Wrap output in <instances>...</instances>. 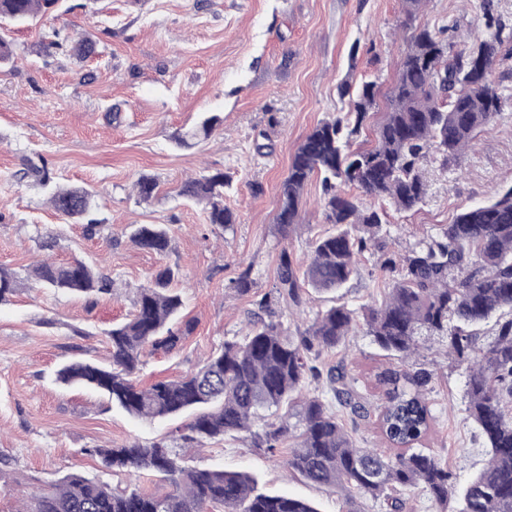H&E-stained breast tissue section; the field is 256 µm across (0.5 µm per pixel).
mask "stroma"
Segmentation results:
<instances>
[{
  "instance_id": "obj_1",
  "label": "stroma",
  "mask_w": 512,
  "mask_h": 512,
  "mask_svg": "<svg viewBox=\"0 0 512 512\" xmlns=\"http://www.w3.org/2000/svg\"><path fill=\"white\" fill-rule=\"evenodd\" d=\"M512 30V0H427L418 24L447 26L454 47L476 34L484 13ZM401 0H59L52 17L10 28L14 63L0 67V267L20 288L0 305V512H21L29 485H48L69 471L100 473L92 448L184 433L190 415L146 421L109 406L95 392L54 381L73 358L108 360L105 333L125 321L139 287L162 265L178 267L174 286L192 333L171 352L145 354L141 386L197 370L225 341L239 339L274 292L281 252L306 265L314 238L329 231L320 178L304 194L302 226L283 235L276 221L279 183L299 143L321 120L348 112L338 86L377 81L388 89L407 48ZM56 26L96 44L85 60L46 49L42 31ZM206 112L221 123L205 143L179 148L173 136ZM47 171V181L29 174ZM216 170L231 177L224 203L236 224L216 230L202 205L178 194L188 179ZM427 198L417 209L390 211L386 250L403 253L437 235L460 210L512 187V105L479 132L458 157L425 165ZM158 183L139 200L136 181ZM93 193L95 231L57 214L51 187ZM138 224H160L172 239L161 256L137 247ZM81 259L112 278L110 298L32 286L27 275L43 258ZM377 250L365 252L345 288L309 291L296 309L273 304L288 333L319 312L345 305L355 312L381 303L392 273ZM250 270V294L231 283ZM321 369L342 367L369 404L381 403L377 373L424 368L434 416L424 442L466 486L486 461L485 444L466 411L468 369L436 340L408 363L384 355L357 323L345 345L323 353ZM287 449L268 454L247 434L191 450L193 464L254 476L258 486L312 503L318 512H384L382 504L290 474Z\"/></svg>"
}]
</instances>
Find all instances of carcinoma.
I'll list each match as a JSON object with an SVG mask.
<instances>
[{"mask_svg": "<svg viewBox=\"0 0 512 512\" xmlns=\"http://www.w3.org/2000/svg\"><path fill=\"white\" fill-rule=\"evenodd\" d=\"M58 0H0V27L29 23L47 15ZM404 26L412 27L408 47L385 97L386 112L369 147L355 145L376 105L379 86L366 81L358 88L345 82L341 94L352 111L321 121L301 142L279 185L281 206L277 224L288 234L299 226L303 193L310 179L321 177L323 214L334 231L314 240L304 271L288 251L281 252L276 296L256 301L261 310L272 299L299 308L306 303L304 288L334 292L357 272V257L379 247L380 268L398 272L378 306L365 311L366 334L389 357L401 361L419 349L420 337L442 336L449 354L469 363L467 410L487 443L488 463L470 483L457 491L453 473L438 457L418 444L427 437L433 416L425 391L432 373L387 369L379 376L385 387L377 416L392 455L360 448L337 413L318 395L302 400L299 430L285 420L254 430L261 413L293 404L306 384L325 378L336 402L359 419L369 418L367 406L344 382V373L317 365L321 354L345 342L354 313L332 306L297 335L286 333L272 319L259 320L240 340H227L196 371L178 379L161 380L147 388L132 375L148 350L177 349L193 325L179 319L184 301L173 288L179 270L159 267L151 284L138 289L131 318L107 332L109 365L75 360L64 364L56 380L67 386L98 391L108 401L141 419L155 420L193 412L180 441L160 439L148 444L126 442L95 447L109 472L148 471L171 487L157 497L137 487L112 486L98 477L72 472L45 487H35L20 512H318L308 502L258 488L248 473L186 465L187 450L234 433H247L254 446L276 452L290 445L285 465L308 481L356 490L380 501L389 512H406L400 492L419 489L446 512L448 499L460 497L459 512H512V187L494 198L457 214L437 238L418 242L394 255L377 245L385 212L367 208L341 190L351 184L372 200H386L407 211L423 203L428 184L425 162L435 153L448 157L463 152L474 133L496 121L512 94L495 85L492 74L505 41L500 20L484 15L483 29L470 43L453 51L443 35L412 25L424 0H402ZM43 40L49 49L95 53L89 39L73 41L64 29L50 27ZM221 117L203 116L175 134L180 146L208 140ZM230 179L222 171L183 183L179 195L206 205L207 221L215 229L237 223L224 205ZM49 201L60 214L88 219L87 230L99 221L90 217L93 195L84 188L57 187ZM142 249L164 255L171 249L168 231L142 224L131 234ZM43 288L81 295L112 294V279L75 259L65 265L44 262L32 271ZM19 288L15 275L0 270V303ZM491 324L492 340L477 345L476 328Z\"/></svg>", "mask_w": 512, "mask_h": 512, "instance_id": "carcinoma-1", "label": "carcinoma"}]
</instances>
